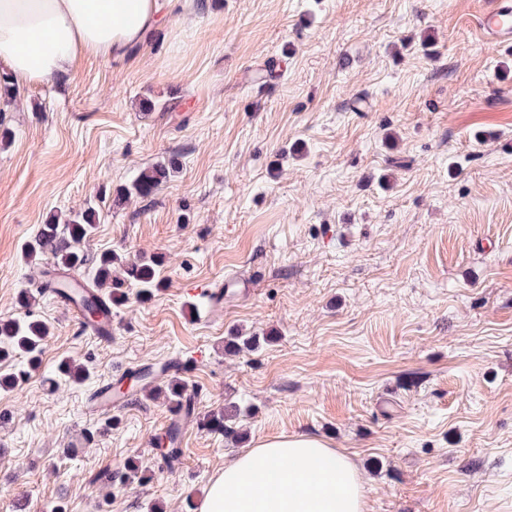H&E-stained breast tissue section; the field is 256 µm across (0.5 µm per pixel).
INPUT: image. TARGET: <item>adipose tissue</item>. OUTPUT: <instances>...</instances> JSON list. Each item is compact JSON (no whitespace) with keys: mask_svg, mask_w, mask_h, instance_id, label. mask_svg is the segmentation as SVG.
<instances>
[{"mask_svg":"<svg viewBox=\"0 0 512 512\" xmlns=\"http://www.w3.org/2000/svg\"><path fill=\"white\" fill-rule=\"evenodd\" d=\"M171 0H0V70L17 86L74 72L87 55L122 58L161 25ZM348 456L294 433L239 452L210 482L198 512H366Z\"/></svg>","mask_w":512,"mask_h":512,"instance_id":"obj_1","label":"adipose tissue"}]
</instances>
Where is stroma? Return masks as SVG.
I'll return each instance as SVG.
<instances>
[{"instance_id":"stroma-1","label":"stroma","mask_w":512,"mask_h":512,"mask_svg":"<svg viewBox=\"0 0 512 512\" xmlns=\"http://www.w3.org/2000/svg\"><path fill=\"white\" fill-rule=\"evenodd\" d=\"M484 2L178 0L123 60L0 112V317L49 327L40 368L0 390V512H194L225 460L295 432L350 456L367 512H512V47L482 37ZM172 158L151 197L113 206ZM88 203L89 254L162 259L108 342L46 293L19 301L52 265L22 245ZM229 274L250 295L206 317L195 287ZM252 334L271 340L225 354ZM198 349L186 388L202 414L238 405L239 439L187 425L170 466L164 399L108 429L90 414L117 371ZM64 359L88 378H57ZM130 461L149 483H94Z\"/></svg>"}]
</instances>
